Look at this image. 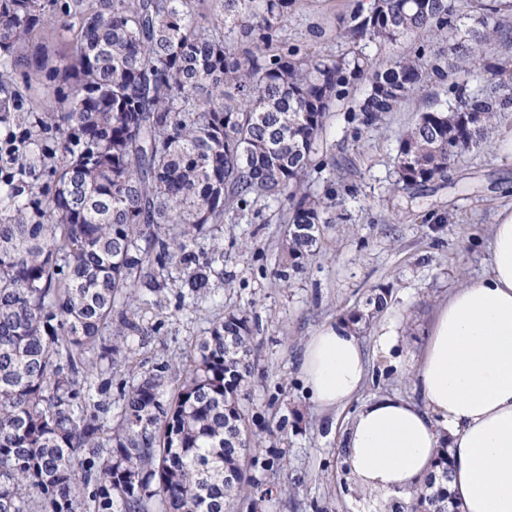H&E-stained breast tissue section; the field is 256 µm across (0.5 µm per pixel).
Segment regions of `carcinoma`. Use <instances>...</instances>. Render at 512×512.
<instances>
[{
  "label": "carcinoma",
  "mask_w": 512,
  "mask_h": 512,
  "mask_svg": "<svg viewBox=\"0 0 512 512\" xmlns=\"http://www.w3.org/2000/svg\"><path fill=\"white\" fill-rule=\"evenodd\" d=\"M296 0H0V512H269L279 463L247 426L254 324L231 312L197 343L173 392L145 371L112 406L99 377L148 329L112 313L178 275L192 300L220 276L226 217L250 198L292 204L287 255L321 237L303 189L326 120L355 82L369 126L406 102L420 56L376 65L283 41ZM459 0H357L350 43L448 35L449 87L399 141L406 188L444 181L512 112L500 32ZM207 20V25L198 19ZM210 241L198 254L193 243ZM448 449L392 512H446Z\"/></svg>",
  "instance_id": "obj_1"
}]
</instances>
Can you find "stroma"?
Here are the masks:
<instances>
[{
  "instance_id": "stroma-1",
  "label": "stroma",
  "mask_w": 512,
  "mask_h": 512,
  "mask_svg": "<svg viewBox=\"0 0 512 512\" xmlns=\"http://www.w3.org/2000/svg\"><path fill=\"white\" fill-rule=\"evenodd\" d=\"M353 2L297 0L283 34L289 42L340 56L350 44L337 35V19ZM364 51L383 63L420 53L441 73L427 77L398 111L376 125L359 122L357 105L368 89L363 81L330 113L307 175L317 197L336 193L335 207L324 214L315 255L302 271L284 270L291 206L284 199L249 200L221 226L224 273L212 279L209 297L184 306L180 282L168 281L160 296L136 311L151 334L128 336L129 366L109 378L112 397H119L143 369L190 362L217 318L247 313L258 341L250 426L297 484L295 500L277 512H383L381 500L355 498L343 487L339 449L344 432L370 398H414L410 375L435 310L455 288L486 271L492 228L512 212V112L499 115L488 143L463 154L447 180L408 190L396 184L402 134L420 113L445 100L450 81L467 79L461 71L450 78L443 74L447 38L430 33L382 48L370 44ZM374 288L388 290L390 300L359 332L369 359L365 385L347 406L322 411L304 396L298 377L303 345L323 324L363 306ZM392 324L398 342L386 356L377 340ZM283 415L286 435H267V425Z\"/></svg>"
}]
</instances>
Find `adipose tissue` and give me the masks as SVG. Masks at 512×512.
I'll list each match as a JSON object with an SVG mask.
<instances>
[{"label":"adipose tissue","instance_id":"ef3b65f1","mask_svg":"<svg viewBox=\"0 0 512 512\" xmlns=\"http://www.w3.org/2000/svg\"><path fill=\"white\" fill-rule=\"evenodd\" d=\"M491 262L436 312L416 399L379 396L355 413L343 456L355 488L382 499L409 497L447 448V488L462 512H512V213L495 224ZM299 373L322 409L363 388L367 355L357 329L340 320L306 342Z\"/></svg>","mask_w":512,"mask_h":512}]
</instances>
